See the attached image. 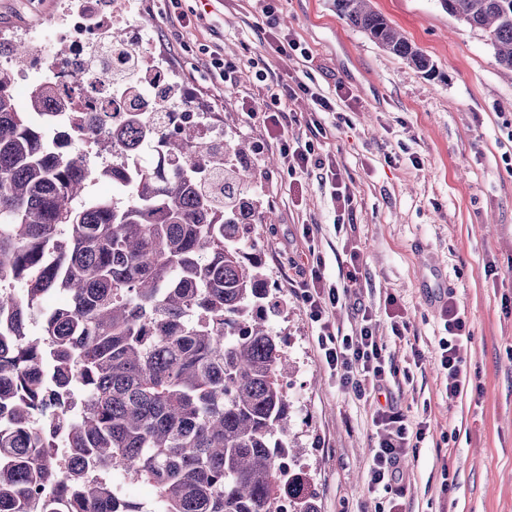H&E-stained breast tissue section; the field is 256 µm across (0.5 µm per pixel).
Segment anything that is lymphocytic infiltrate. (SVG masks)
I'll return each instance as SVG.
<instances>
[{
    "label": "lymphocytic infiltrate",
    "mask_w": 512,
    "mask_h": 512,
    "mask_svg": "<svg viewBox=\"0 0 512 512\" xmlns=\"http://www.w3.org/2000/svg\"><path fill=\"white\" fill-rule=\"evenodd\" d=\"M242 108L249 119L258 122L266 134L277 141L282 166L288 175L294 176L312 169L323 171L337 208L342 211L351 208L354 194L341 179L335 156L317 153L308 141L289 143L283 135V111L259 110L247 102L243 103ZM309 264L308 275L294 281L293 286L316 327L323 359L336 373L343 388L351 390L357 399H369L373 390L381 388L396 376L397 369L392 358L387 356L385 346L377 339L371 310L349 289L350 283L358 279L360 255L355 251L350 253L342 269V277L336 282L325 278L320 256H312ZM343 302L349 303L359 317L356 327L348 334L340 332L331 320L332 309ZM443 314L447 321L448 337L439 344V364L448 377V395L454 398L468 383L460 344L470 338L471 331L464 313L455 303H447ZM373 424L380 437L372 451L368 485L373 490L381 488L388 491L402 479L400 463L410 449L408 417L397 403L390 401L376 410Z\"/></svg>",
    "instance_id": "f902f5d3"
}]
</instances>
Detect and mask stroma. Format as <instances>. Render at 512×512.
<instances>
[{"mask_svg": "<svg viewBox=\"0 0 512 512\" xmlns=\"http://www.w3.org/2000/svg\"><path fill=\"white\" fill-rule=\"evenodd\" d=\"M79 0H0V39L52 28ZM137 21L193 104L223 124L225 138L250 146L255 173L248 193L259 213H272L257 252L271 287L286 306L274 334L292 362L291 438L316 493L318 512H388L389 494L368 487L378 437L375 402L342 389L323 362L314 324L294 288L309 252L338 278L358 249L357 281L378 325L377 336L399 369L387 392L426 434L402 461L403 512H512V72L497 61L487 36L446 12L440 0H371L411 43L437 65L428 77L339 20L332 0H273L265 17L253 0H178L198 24L180 26L169 0H138ZM290 35L301 53L272 52V37ZM219 52L240 67L225 87L204 61ZM300 80L335 98L336 115H322L325 135L309 122L306 101L281 102L289 140L313 142L335 155L354 192L351 225L336 224L330 188L319 171L302 175L298 192L264 129L242 100L270 106L261 85ZM317 225L306 239L304 224ZM397 304L385 305L387 296ZM455 298L470 325L463 343L469 385L446 394L439 369L445 337L441 309ZM409 324L407 341L391 318Z\"/></svg>", "mask_w": 512, "mask_h": 512, "instance_id": "35a3bbf8", "label": "stroma"}]
</instances>
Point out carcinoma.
Listing matches in <instances>:
<instances>
[{
  "mask_svg": "<svg viewBox=\"0 0 512 512\" xmlns=\"http://www.w3.org/2000/svg\"><path fill=\"white\" fill-rule=\"evenodd\" d=\"M482 30L512 72V0H440ZM338 19L431 76L436 65L370 6L333 0ZM0 67V512H115L112 478L155 489L123 512H317L290 465L287 355L267 325L281 313L251 237L253 172L244 142L224 148L187 128L165 139L180 165L161 178L112 171L126 201L87 188L101 171L58 158L33 124L50 90L18 109ZM112 150L160 136L149 115L101 112ZM224 164L209 181L194 171ZM65 302L44 314L41 300ZM44 315L42 334L28 321ZM84 396L71 416L69 389ZM64 433L69 464L50 452Z\"/></svg>",
  "mask_w": 512,
  "mask_h": 512,
  "instance_id": "cac0c4a2",
  "label": "carcinoma"
}]
</instances>
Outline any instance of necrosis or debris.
I'll return each instance as SVG.
<instances>
[{"mask_svg":"<svg viewBox=\"0 0 512 512\" xmlns=\"http://www.w3.org/2000/svg\"><path fill=\"white\" fill-rule=\"evenodd\" d=\"M126 10V0H80L52 29L57 40L68 45L66 59L36 52L14 84L12 93L16 96L35 95L43 86L54 88V100L45 104L46 110L56 115L50 136L53 154L79 155L89 168L128 171L138 157L137 152L113 157L109 135L91 132L85 119L108 109L118 120L131 112L148 111L162 93L169 101L161 118L166 133L192 126L204 139L223 142V127L211 122L207 113L188 106L189 91L175 82L163 61L143 54L127 59L126 47L141 48L149 43L151 36L145 28L135 23L128 25L122 45L113 44L112 21ZM78 84L83 85L84 91L73 97L74 110L82 116L77 122L69 113L58 111L56 101Z\"/></svg>","mask_w":512,"mask_h":512,"instance_id":"necrosis-or-debris-1","label":"necrosis or debris"}]
</instances>
